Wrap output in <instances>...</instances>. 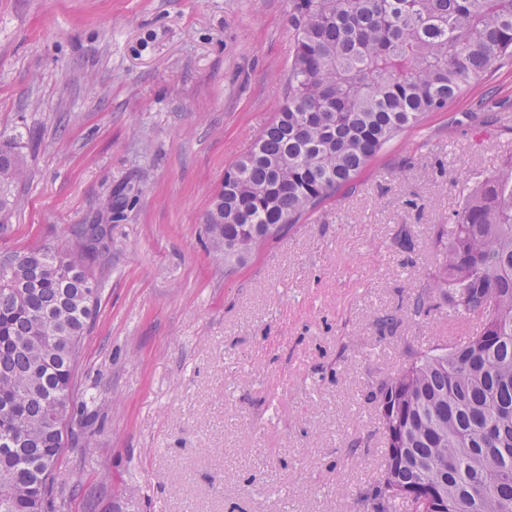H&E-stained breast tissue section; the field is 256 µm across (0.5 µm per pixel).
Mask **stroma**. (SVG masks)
Wrapping results in <instances>:
<instances>
[{
  "instance_id": "1",
  "label": "stroma",
  "mask_w": 512,
  "mask_h": 512,
  "mask_svg": "<svg viewBox=\"0 0 512 512\" xmlns=\"http://www.w3.org/2000/svg\"><path fill=\"white\" fill-rule=\"evenodd\" d=\"M289 0H0V138L26 156L0 252L107 234L53 472L65 512H365L369 395L406 346L469 336L408 305L434 232L512 159V66L386 146L232 272L202 216L286 96ZM393 315L397 324L384 328Z\"/></svg>"
}]
</instances>
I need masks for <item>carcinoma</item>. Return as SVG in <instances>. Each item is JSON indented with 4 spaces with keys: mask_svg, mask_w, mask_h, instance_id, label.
Instances as JSON below:
<instances>
[{
    "mask_svg": "<svg viewBox=\"0 0 512 512\" xmlns=\"http://www.w3.org/2000/svg\"><path fill=\"white\" fill-rule=\"evenodd\" d=\"M286 98L203 217L230 271L298 223L390 142L512 60V0H290ZM24 157L0 142V230ZM104 238L77 224L65 248L0 254V512H63L52 473L79 409L81 344L98 309ZM437 262L405 316L439 300L480 328L448 348L407 347L372 399L382 424L371 512H429L404 492L440 487L434 512H512V160L442 224Z\"/></svg>",
    "mask_w": 512,
    "mask_h": 512,
    "instance_id": "carcinoma-1",
    "label": "carcinoma"
}]
</instances>
